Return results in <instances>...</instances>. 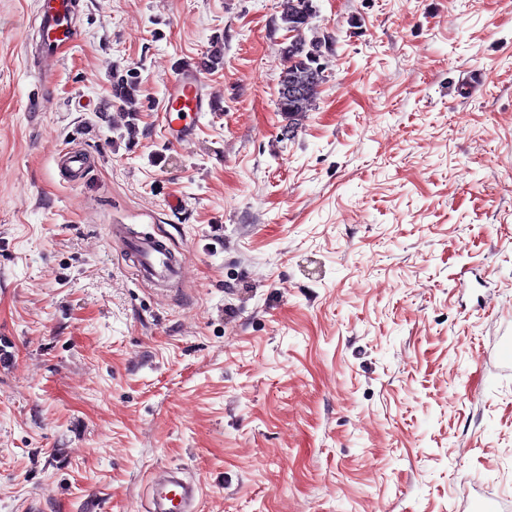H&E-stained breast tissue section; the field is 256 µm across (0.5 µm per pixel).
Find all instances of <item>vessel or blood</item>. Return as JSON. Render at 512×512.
<instances>
[{
	"instance_id": "b4317fda",
	"label": "vessel or blood",
	"mask_w": 512,
	"mask_h": 512,
	"mask_svg": "<svg viewBox=\"0 0 512 512\" xmlns=\"http://www.w3.org/2000/svg\"><path fill=\"white\" fill-rule=\"evenodd\" d=\"M70 11V0H43L40 17L41 26L49 35L44 46L49 57L58 56L73 41L67 21ZM203 69V62L188 63L169 86L166 105L175 114L167 119L163 138L170 146H179L192 138L195 119L211 107V96L201 78ZM60 155L65 169L76 179L82 178L92 165L90 156L81 150L66 147ZM111 236L113 245L133 258L142 279L160 283L180 276L182 267L166 239L153 234L130 237L117 225L112 226ZM197 490L194 483L180 479L170 482L154 497V512H188Z\"/></svg>"
}]
</instances>
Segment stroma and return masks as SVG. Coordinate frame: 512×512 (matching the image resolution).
<instances>
[{
  "label": "stroma",
  "mask_w": 512,
  "mask_h": 512,
  "mask_svg": "<svg viewBox=\"0 0 512 512\" xmlns=\"http://www.w3.org/2000/svg\"><path fill=\"white\" fill-rule=\"evenodd\" d=\"M0 0V512H483L512 505V0ZM332 36L299 125L281 51ZM221 50L219 109L161 138ZM140 85L110 104L114 73ZM96 156L78 185L58 151ZM113 224L167 237L145 284ZM41 0V28L45 29L49 38L44 45L45 54L48 57H56L61 49L72 43L71 29L67 16L71 11L70 0ZM280 19L287 30L301 29L311 18L310 0H282ZM204 67L202 61H192L171 82L166 100L169 116L163 131L165 144L177 147L192 138L195 119L211 108L212 99L201 78ZM170 108L177 112H169ZM198 490L195 483L185 482L183 479L170 481L160 494L153 499L155 512H189L190 507Z\"/></svg>",
  "instance_id": "35a3bbf8"
}]
</instances>
